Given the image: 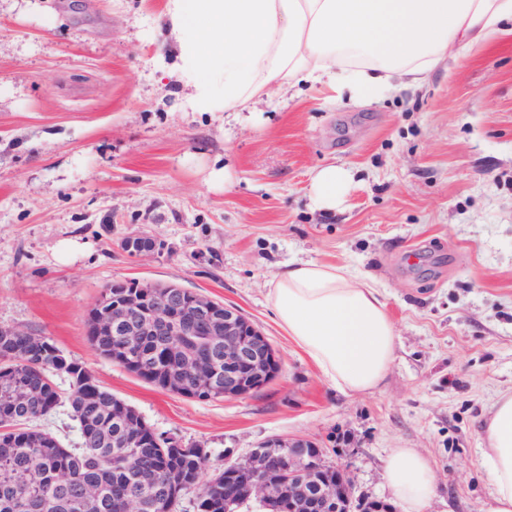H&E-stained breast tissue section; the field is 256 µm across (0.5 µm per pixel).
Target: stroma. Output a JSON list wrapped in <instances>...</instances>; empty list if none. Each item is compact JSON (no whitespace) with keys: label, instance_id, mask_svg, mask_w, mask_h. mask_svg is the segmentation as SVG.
Wrapping results in <instances>:
<instances>
[{"label":"stroma","instance_id":"stroma-1","mask_svg":"<svg viewBox=\"0 0 512 512\" xmlns=\"http://www.w3.org/2000/svg\"><path fill=\"white\" fill-rule=\"evenodd\" d=\"M166 0H0V326L52 337L210 468L267 437L315 441L354 491L388 500L390 452L429 461L427 512H484L482 425L512 392V37L458 52L419 90L337 101L284 87L195 112L163 42ZM350 173L316 207L327 165ZM148 233L160 254L120 247ZM346 266L396 328L383 384L348 394L268 301L284 265ZM175 284L238 309L276 349L257 393L183 397L99 355L86 317L108 284Z\"/></svg>","mask_w":512,"mask_h":512}]
</instances>
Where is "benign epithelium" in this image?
Returning a JSON list of instances; mask_svg holds the SVG:
<instances>
[{"label": "benign epithelium", "instance_id": "obj_1", "mask_svg": "<svg viewBox=\"0 0 512 512\" xmlns=\"http://www.w3.org/2000/svg\"><path fill=\"white\" fill-rule=\"evenodd\" d=\"M120 246L132 256L159 252L148 235L124 237ZM113 298L104 292L88 315L87 335L115 336L112 362H133L151 380L162 371L160 388L192 397L206 391L226 399L256 393L280 371L278 353L238 309L177 285L115 282ZM153 339L155 351L144 355L140 341ZM315 442L302 437H269L240 462L244 483L224 475V512L250 498L270 512H394L378 499H354L341 470L313 454Z\"/></svg>", "mask_w": 512, "mask_h": 512}]
</instances>
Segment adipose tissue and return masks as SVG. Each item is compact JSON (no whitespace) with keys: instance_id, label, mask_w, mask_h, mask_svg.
<instances>
[{"instance_id":"adipose-tissue-1","label":"adipose tissue","mask_w":512,"mask_h":512,"mask_svg":"<svg viewBox=\"0 0 512 512\" xmlns=\"http://www.w3.org/2000/svg\"><path fill=\"white\" fill-rule=\"evenodd\" d=\"M179 82L195 112H242L276 86L327 85L351 101L419 87L449 49L512 33V0H166ZM269 301L289 336L346 393L377 388L394 359V324L375 288L347 267L302 262L279 272ZM494 492L512 512V393L483 428ZM387 483L404 512H425L429 461L393 449Z\"/></svg>"}]
</instances>
